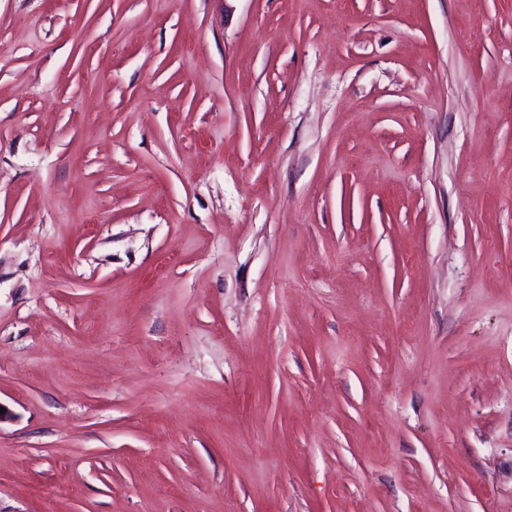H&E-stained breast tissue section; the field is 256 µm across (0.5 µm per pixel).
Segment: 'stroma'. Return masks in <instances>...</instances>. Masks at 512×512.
Instances as JSON below:
<instances>
[{
  "instance_id": "obj_1",
  "label": "stroma",
  "mask_w": 512,
  "mask_h": 512,
  "mask_svg": "<svg viewBox=\"0 0 512 512\" xmlns=\"http://www.w3.org/2000/svg\"><path fill=\"white\" fill-rule=\"evenodd\" d=\"M0 512H512V0H0Z\"/></svg>"
}]
</instances>
